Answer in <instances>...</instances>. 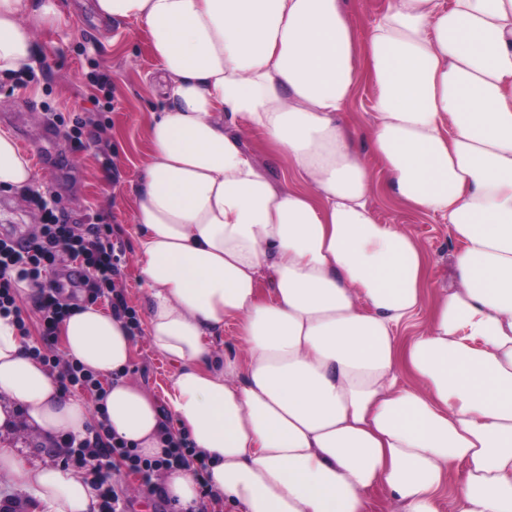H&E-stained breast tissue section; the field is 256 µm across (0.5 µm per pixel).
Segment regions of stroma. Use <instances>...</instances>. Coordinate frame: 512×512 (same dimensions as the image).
<instances>
[{"instance_id": "stroma-1", "label": "stroma", "mask_w": 512, "mask_h": 512, "mask_svg": "<svg viewBox=\"0 0 512 512\" xmlns=\"http://www.w3.org/2000/svg\"><path fill=\"white\" fill-rule=\"evenodd\" d=\"M62 24L39 32L36 45L45 60L26 84L0 78V132L24 137L43 154L36 171L40 191L54 198L78 232L91 225H111L122 243V274L115 287L129 306L144 313L145 290L139 280L134 223V190L145 159L146 126L152 113L166 105L156 78L144 31L126 23L100 20L90 0H59ZM109 89H101L100 76ZM59 114L53 137H46V119ZM94 119L86 150L75 151L70 138L76 121ZM372 205L379 221L408 229L423 247L432 277L451 274L455 244L442 220L411 211L375 185ZM28 196L0 190V235L28 238L40 223ZM176 370L156 353L144 330L136 332L129 379L162 396Z\"/></svg>"}]
</instances>
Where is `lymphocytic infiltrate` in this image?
<instances>
[{
	"label": "lymphocytic infiltrate",
	"instance_id": "obj_1",
	"mask_svg": "<svg viewBox=\"0 0 512 512\" xmlns=\"http://www.w3.org/2000/svg\"><path fill=\"white\" fill-rule=\"evenodd\" d=\"M30 201L44 218L38 234L22 248L10 236H0V314L14 317L19 329H26L28 313L20 303L18 284L27 282L36 296L41 337L44 343L54 340L58 325L70 307L62 303L52 273L59 263L70 260L79 262L85 269L84 282L94 296L107 298L113 314L126 320L130 329H137L139 320L135 309L114 286L115 279L121 275L122 247L113 241L111 225H95L90 235L84 236L76 232L65 212L57 209L54 199L35 191ZM29 351L55 374L63 392L78 390L92 394L96 401V420L89 435L82 439L61 438L56 448L68 467L83 468L89 460L97 461L100 472L94 477L93 487L97 492L98 512H122L119 493L103 475L105 469L118 461L129 472L140 475L145 490L159 499L165 496L159 482L162 471L187 469L196 478H203L206 460L196 452L187 434L165 428L163 436L168 448L165 457L141 458L125 440L113 434L102 404L105 389L92 371L46 353L43 346H30Z\"/></svg>",
	"mask_w": 512,
	"mask_h": 512
}]
</instances>
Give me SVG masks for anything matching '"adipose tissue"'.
Instances as JSON below:
<instances>
[{
  "mask_svg": "<svg viewBox=\"0 0 512 512\" xmlns=\"http://www.w3.org/2000/svg\"><path fill=\"white\" fill-rule=\"evenodd\" d=\"M92 8L146 30L169 102L148 127L134 221L171 385L159 399L125 378L135 338L112 313L73 309L58 332L64 359L108 378L113 433L159 458L172 417L228 512H369L377 489L401 512H512V0H386L365 38L345 0ZM62 20L57 0H0V74L37 67L35 31ZM365 76L387 191L447 224L451 281L375 216L343 119ZM39 182L1 132L0 189ZM228 321L244 352L218 353ZM21 419L50 442L92 423L0 317V430ZM1 473L49 512H97L85 471L0 444Z\"/></svg>",
  "mask_w": 512,
  "mask_h": 512,
  "instance_id": "ef3b65f1",
  "label": "adipose tissue"
}]
</instances>
